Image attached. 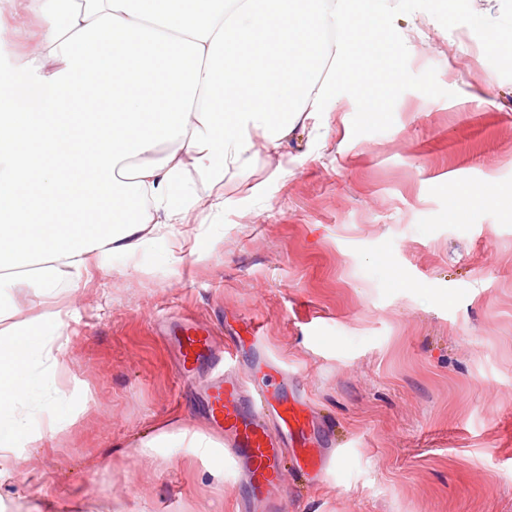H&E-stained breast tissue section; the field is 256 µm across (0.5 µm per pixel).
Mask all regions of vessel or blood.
<instances>
[{
	"label": "vessel or blood",
	"mask_w": 512,
	"mask_h": 512,
	"mask_svg": "<svg viewBox=\"0 0 512 512\" xmlns=\"http://www.w3.org/2000/svg\"><path fill=\"white\" fill-rule=\"evenodd\" d=\"M178 330L177 374L187 381L202 369L211 370L203 408L212 425L223 432L231 456L245 462L250 501L282 484L287 469L281 459L284 448H291L296 472L326 470L332 450L328 441H312L311 413L305 400L279 388L251 396L239 377L220 371L221 357L207 326L191 322L179 325Z\"/></svg>",
	"instance_id": "obj_1"
}]
</instances>
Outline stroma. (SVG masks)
I'll list each match as a JSON object with an SVG mask.
<instances>
[{"label":"stroma","mask_w":512,"mask_h":512,"mask_svg":"<svg viewBox=\"0 0 512 512\" xmlns=\"http://www.w3.org/2000/svg\"><path fill=\"white\" fill-rule=\"evenodd\" d=\"M429 7L402 0L412 52L386 112L337 84L325 135L228 173L223 221L180 225L177 257L147 238L62 292L59 359L80 387L36 415L61 429L0 466V512H239L224 451H136L211 431L155 330L178 316L238 348L249 379L279 360L332 440L321 476L288 473L278 512H512V6ZM5 291L13 321L46 310L24 277ZM248 318L260 347L237 342ZM174 444L184 445L183 448H196L201 457L209 456L217 448L223 445L201 432H189L180 430L178 432L159 431L140 444L141 454H150L156 448H171Z\"/></svg>","instance_id":"1"}]
</instances>
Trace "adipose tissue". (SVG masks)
I'll list each match as a JSON object with an SVG mask.
<instances>
[{"label":"adipose tissue","instance_id":"adipose-tissue-1","mask_svg":"<svg viewBox=\"0 0 512 512\" xmlns=\"http://www.w3.org/2000/svg\"><path fill=\"white\" fill-rule=\"evenodd\" d=\"M400 0H31L40 31L0 78V285L47 292L147 237L224 217L216 186L256 144L287 150L322 128L343 83L385 111L410 49ZM212 190L197 209V187ZM66 312L19 325L0 311V461L40 440L36 410L64 403ZM201 432L160 431L141 454Z\"/></svg>","mask_w":512,"mask_h":512}]
</instances>
